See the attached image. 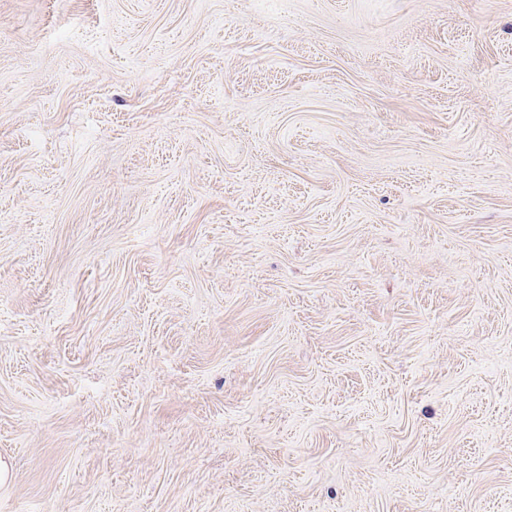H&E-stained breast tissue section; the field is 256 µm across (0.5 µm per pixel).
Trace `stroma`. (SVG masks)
<instances>
[{
    "instance_id": "1",
    "label": "stroma",
    "mask_w": 512,
    "mask_h": 512,
    "mask_svg": "<svg viewBox=\"0 0 512 512\" xmlns=\"http://www.w3.org/2000/svg\"><path fill=\"white\" fill-rule=\"evenodd\" d=\"M0 512H512V0H0Z\"/></svg>"
}]
</instances>
